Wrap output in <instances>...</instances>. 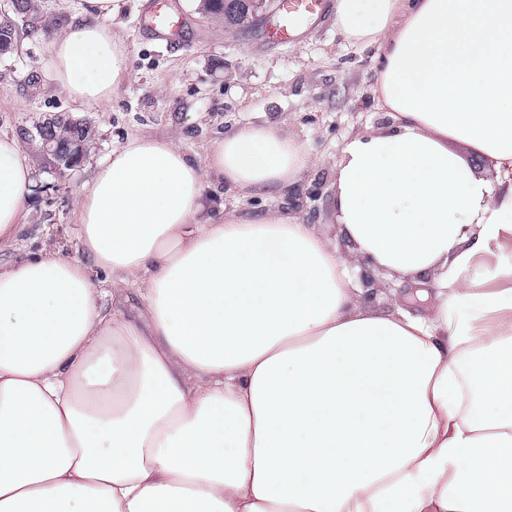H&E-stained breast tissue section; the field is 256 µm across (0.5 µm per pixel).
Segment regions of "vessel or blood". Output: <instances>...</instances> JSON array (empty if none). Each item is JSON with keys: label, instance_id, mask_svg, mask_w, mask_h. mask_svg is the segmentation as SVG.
I'll use <instances>...</instances> for the list:
<instances>
[{"label": "vessel or blood", "instance_id": "vessel-or-blood-1", "mask_svg": "<svg viewBox=\"0 0 512 512\" xmlns=\"http://www.w3.org/2000/svg\"><path fill=\"white\" fill-rule=\"evenodd\" d=\"M333 5L332 0H276L272 21L263 26V41L269 45L294 44L308 36ZM172 0H148L140 25L161 38L174 34Z\"/></svg>", "mask_w": 512, "mask_h": 512}]
</instances>
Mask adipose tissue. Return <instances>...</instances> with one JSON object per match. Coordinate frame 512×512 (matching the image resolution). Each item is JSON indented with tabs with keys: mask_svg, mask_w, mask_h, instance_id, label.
<instances>
[{
	"mask_svg": "<svg viewBox=\"0 0 512 512\" xmlns=\"http://www.w3.org/2000/svg\"><path fill=\"white\" fill-rule=\"evenodd\" d=\"M120 11L84 0L48 41L72 102L129 77ZM336 23L392 116L336 162L340 244L278 207L205 218L207 181L278 200L314 163L246 125L202 161L128 140L79 195L84 259L0 267V512H512V0H337ZM34 175L0 137V239ZM363 266L429 313L373 307Z\"/></svg>",
	"mask_w": 512,
	"mask_h": 512,
	"instance_id": "adipose-tissue-1",
	"label": "adipose tissue"
}]
</instances>
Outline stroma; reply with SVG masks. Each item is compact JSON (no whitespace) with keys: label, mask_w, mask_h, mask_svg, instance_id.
Segmentation results:
<instances>
[{"label":"stroma","mask_w":512,"mask_h":512,"mask_svg":"<svg viewBox=\"0 0 512 512\" xmlns=\"http://www.w3.org/2000/svg\"><path fill=\"white\" fill-rule=\"evenodd\" d=\"M144 2H123L119 34L131 76L107 106L73 103L56 88L38 29L23 31L12 52L0 55V136L57 115L86 120L94 133L80 166L60 174L37 169L17 231L0 240V265L49 247L81 258L79 193L96 161L129 138L169 139L201 158L226 131L246 124L275 123L304 143L315 162L300 184L313 197L297 216L335 238L340 151L353 133L390 123L375 92L381 69L375 49L346 40L332 17L293 46L270 47L257 32L225 29L190 0H174L184 41L175 50L138 30Z\"/></svg>","instance_id":"obj_1"}]
</instances>
